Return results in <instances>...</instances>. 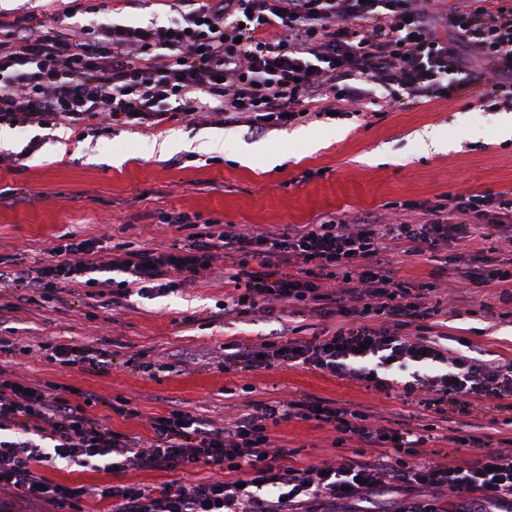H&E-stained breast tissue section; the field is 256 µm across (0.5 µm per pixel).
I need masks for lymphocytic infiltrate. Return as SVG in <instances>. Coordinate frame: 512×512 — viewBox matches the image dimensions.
I'll return each mask as SVG.
<instances>
[{
  "label": "lymphocytic infiltrate",
  "instance_id": "lymphocytic-infiltrate-1",
  "mask_svg": "<svg viewBox=\"0 0 512 512\" xmlns=\"http://www.w3.org/2000/svg\"><path fill=\"white\" fill-rule=\"evenodd\" d=\"M87 23L64 26L61 13L9 18L0 12V126L66 127L85 138L115 128L167 123L193 128L245 126L263 132L305 120L377 113L470 95L479 110L512 109V0H168L167 25L96 20L99 6L68 0ZM450 29L456 43L438 33ZM162 224L193 227L170 251L106 245L103 239L51 244L38 266L0 272V292L32 288L63 294L101 273L118 281L104 309L121 307L132 288L172 291L224 264L225 320L257 321L279 312L335 319L309 340L223 346L225 369L273 364L349 377L387 389L384 371L411 374L405 396L426 392L434 413L496 408L512 398V362L472 363L445 355L432 340L434 284L403 281L405 256L445 250L469 257L458 282L512 284V272L477 271L492 238L512 254V192L460 190L440 202H405L390 213L339 217L267 229L220 224L186 213ZM100 398L33 384L0 368V493L85 512L82 488L36 469L63 460L87 469L166 470L178 479L155 488L97 487L112 512H336L341 500L369 499L395 484L448 497L478 495L512 512V448L454 466L424 461L428 435L378 424L375 415L329 399L259 402L229 423L206 422L173 407L150 419L149 439L95 417ZM332 426L340 441L372 450L304 467L278 445L272 426L290 419ZM201 464L218 478L194 482ZM241 482H233V475Z\"/></svg>",
  "mask_w": 512,
  "mask_h": 512
}]
</instances>
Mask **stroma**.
<instances>
[{"mask_svg":"<svg viewBox=\"0 0 512 512\" xmlns=\"http://www.w3.org/2000/svg\"><path fill=\"white\" fill-rule=\"evenodd\" d=\"M511 111H479L465 97L402 108L380 116L363 113L330 122L297 123L268 133L244 127L192 130L167 124L143 132L116 130L76 139L55 137L52 130H10L17 146L37 140L24 166L0 170V188H11L18 201L0 206V256L32 265L47 244L59 236L81 239L111 235L113 241L168 249L182 244L188 228L158 224L159 213L197 214L226 224H306L317 215L380 213L405 200L435 202L449 193L512 192V138H502L501 122ZM437 128L447 148L425 149L417 136ZM176 136L179 148L160 154L157 145ZM217 140L208 154L201 143ZM89 289L74 286L66 303L32 293L0 319V336L12 333L29 354L14 358L11 368L33 383L51 382L101 397L96 412L113 430L132 437L149 435L148 418L180 406L191 414L230 419L252 403L283 397L330 399L366 408L387 422L407 421L416 407L405 402L407 377L388 375L389 390L299 366L275 365L259 370L220 369L215 354L224 342L254 343L292 328L295 337L320 334L316 317L270 318L229 324L217 317L224 283L200 278L175 292L132 294L117 322L94 315L87 305ZM506 305L495 287L468 294L459 310L448 312L437 326L439 346L453 356L479 360L512 358V321L500 319ZM74 343L111 352L104 371L64 368L47 358L46 346ZM137 365H129L130 355ZM191 360L182 370V360ZM122 396L139 412L126 419L107 402ZM438 437L424 459L460 463L475 459L479 449L467 446L479 437L499 446L512 440V408L427 413ZM278 444L295 453L305 466L341 454L354 456V443L337 444L329 425L293 419L274 427ZM47 479L74 486L139 483L158 487L175 479L172 471L130 470L119 475L60 463L42 468Z\"/></svg>","mask_w":512,"mask_h":512,"instance_id":"35a3bbf8","label":"stroma"}]
</instances>
